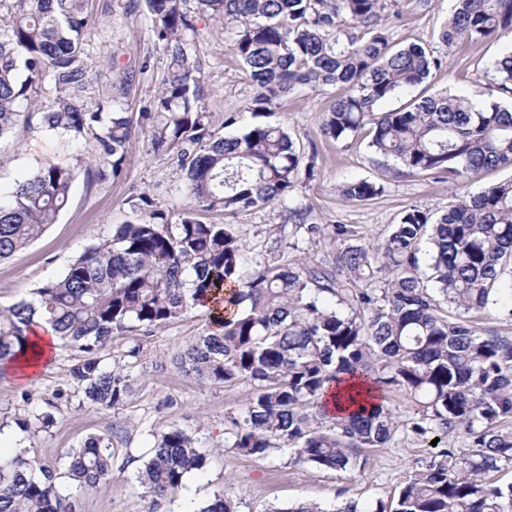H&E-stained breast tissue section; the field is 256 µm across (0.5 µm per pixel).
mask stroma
<instances>
[{
  "mask_svg": "<svg viewBox=\"0 0 512 512\" xmlns=\"http://www.w3.org/2000/svg\"><path fill=\"white\" fill-rule=\"evenodd\" d=\"M112 3L93 0L100 23L90 30L87 48L93 60L112 52L121 65L135 67L125 104L138 113L158 85L156 66L141 65L152 50L151 34L141 18L110 12ZM453 5V0H430L426 9L405 10L398 23V41L428 44L449 62L447 69L433 74L418 91L458 96L480 92L485 99H498L487 72L512 41L503 37L443 45L438 34ZM232 39V31L210 22L195 40L204 75L205 103L217 127L225 113L243 111L253 94L243 65L231 50ZM334 96L331 89L292 94L274 107L271 117L272 122L287 126L302 159H313L318 170L317 180L299 183L293 192L297 201L309 206V223L320 225L324 231L346 224L356 229L358 243L372 244L384 239L409 207L445 212L459 188L427 173L397 176L390 165L372 154L371 132L348 144L322 136L323 117ZM92 150L89 140L76 144L64 137L16 127L8 138L0 140V189L10 188L44 160L73 167ZM356 179L382 185V194L366 202L345 197L342 185ZM142 191L171 214L189 204L175 162L149 154L147 136L139 131L129 141L127 165L120 178L91 183L84 174H77L69 203L55 224L38 240L0 261V309L31 298L36 288L58 278L87 246L110 237L118 225L138 221L140 214L131 207L129 198ZM201 219L214 224L228 220L213 213L202 214ZM228 221L245 244L248 260L255 261L266 256L284 216L281 207L273 205ZM208 328L203 309L196 307L167 325L141 326L114 337L102 354L101 366H127L134 391L110 409L90 405L72 379L70 371L81 358L73 348L58 346L52 361L41 368L37 382L30 386L0 372V431L13 432L17 447L28 457L58 470L64 469L69 454L89 438L110 440L112 480L77 492V512H146L148 497L137 474L160 435L174 428L196 439L206 464L187 478L174 501L164 504L163 512L204 505L218 493L232 497L238 512H275L298 501L315 502L325 512H335L351 500L358 502L362 512H373L377 502L390 500L433 455L430 438L412 433L414 410L403 392L396 390L390 399L398 422L395 437L387 447L363 449L364 469H317L295 462L292 451L286 448L264 459L225 448L229 419L244 411L252 385L246 381L229 387L203 382L173 363L174 356ZM42 415L52 416L53 425H35V417Z\"/></svg>",
  "mask_w": 512,
  "mask_h": 512,
  "instance_id": "35a3bbf8",
  "label": "stroma"
}]
</instances>
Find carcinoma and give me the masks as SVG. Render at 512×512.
Masks as SVG:
<instances>
[{
	"label": "carcinoma",
	"instance_id": "1",
	"mask_svg": "<svg viewBox=\"0 0 512 512\" xmlns=\"http://www.w3.org/2000/svg\"><path fill=\"white\" fill-rule=\"evenodd\" d=\"M91 0H0V139L20 123L79 141L94 150L87 175L122 176L136 128L151 152L176 156L188 209L168 215L145 193L131 197L144 214L112 237L87 247L34 299L0 311V361L27 347L38 315L82 359L71 369L89 404L110 408L131 393L126 368H101L113 337L138 326H163L212 299L211 330L189 344L179 368L196 378L232 385L249 381L248 406L231 419L224 447L265 458L294 450L295 461L342 472L361 469L364 448H384L397 431L388 394L414 404L412 431L434 434L444 448L390 503L375 512H512V483L493 474L512 465V336L472 324L498 297L512 303V179L462 195L438 217L412 206L380 243H351L355 231L336 225L332 265L287 259L283 240L247 264L245 245L230 224H205L196 212L226 216L271 205L285 208L293 236L309 240L321 227L307 207L290 205L300 168L288 130L261 121L286 95L336 86L323 133L355 140L367 125L369 147L402 175L429 173L464 182L485 169L512 166V108L496 101L439 93L379 107L422 85L447 60L420 44L398 46L403 7L429 0H113L125 17L141 16L166 58L149 106L129 112L120 97L133 70L114 72L90 59L85 31ZM201 21L233 30L231 50L254 93L242 113L224 115L221 135L203 101V72L192 57ZM512 36V0H456L439 33L451 45ZM495 87L512 95V43L493 64ZM49 82L44 106L39 87ZM73 169L51 161L23 176L0 202V260L40 238L67 206ZM369 201L382 187L353 180L342 188ZM455 309L448 316L446 307ZM357 378L370 388L361 402L328 419L325 397ZM461 434L468 448L448 438ZM112 445L90 439L70 455L64 472L20 452L0 456V512H76L72 494L112 479ZM197 440L180 429L158 438L137 479L159 512L205 466ZM185 512H237L218 493Z\"/></svg>",
	"mask_w": 512,
	"mask_h": 512
}]
</instances>
